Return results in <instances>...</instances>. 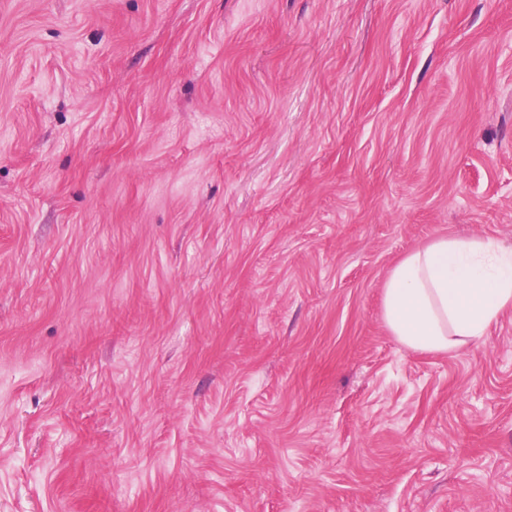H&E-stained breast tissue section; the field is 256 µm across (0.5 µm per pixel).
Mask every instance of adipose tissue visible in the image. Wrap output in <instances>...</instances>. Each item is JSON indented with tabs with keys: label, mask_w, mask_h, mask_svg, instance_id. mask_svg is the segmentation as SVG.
<instances>
[{
	"label": "adipose tissue",
	"mask_w": 512,
	"mask_h": 512,
	"mask_svg": "<svg viewBox=\"0 0 512 512\" xmlns=\"http://www.w3.org/2000/svg\"><path fill=\"white\" fill-rule=\"evenodd\" d=\"M512 309V248L478 237L436 238L390 271L384 318L413 351L453 353L483 343Z\"/></svg>",
	"instance_id": "1"
}]
</instances>
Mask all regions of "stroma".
<instances>
[{
    "mask_svg": "<svg viewBox=\"0 0 512 512\" xmlns=\"http://www.w3.org/2000/svg\"><path fill=\"white\" fill-rule=\"evenodd\" d=\"M512 0H0V512H512ZM512 309V248L478 237L436 238L390 271L384 318L413 351L453 353L481 345Z\"/></svg>",
    "mask_w": 512,
    "mask_h": 512,
    "instance_id": "35a3bbf8",
    "label": "stroma"
}]
</instances>
